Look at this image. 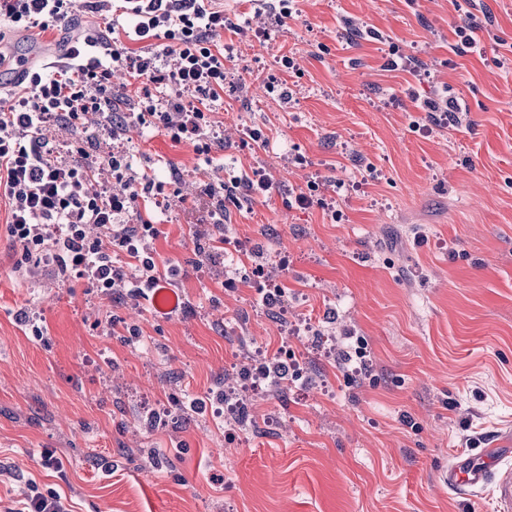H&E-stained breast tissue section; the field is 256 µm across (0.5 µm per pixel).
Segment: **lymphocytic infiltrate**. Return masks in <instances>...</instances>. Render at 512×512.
<instances>
[{
    "instance_id": "1",
    "label": "lymphocytic infiltrate",
    "mask_w": 512,
    "mask_h": 512,
    "mask_svg": "<svg viewBox=\"0 0 512 512\" xmlns=\"http://www.w3.org/2000/svg\"><path fill=\"white\" fill-rule=\"evenodd\" d=\"M72 10L73 0H0V23L45 31L68 24ZM126 14L133 36L150 42L149 50L115 48L88 36L69 47L61 71L24 70L9 111L0 113V197L9 203L6 234L23 263L62 281L87 279L107 296L152 301L168 283L152 246L159 235L152 212L164 204L165 184L133 169L127 130L164 129L174 143L211 162L213 116L232 74L210 35L243 28L209 0H138ZM117 69L138 81L135 111L119 107L111 83ZM92 118L112 137L107 155L77 159L42 138L46 124L82 129ZM9 512L70 509L66 496L31 480Z\"/></svg>"
}]
</instances>
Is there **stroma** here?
I'll list each match as a JSON object with an SVG mask.
<instances>
[{"label":"stroma","instance_id":"35a3bbf8","mask_svg":"<svg viewBox=\"0 0 512 512\" xmlns=\"http://www.w3.org/2000/svg\"><path fill=\"white\" fill-rule=\"evenodd\" d=\"M212 6L244 27L213 38L234 44L213 164L130 132L134 169L177 189L154 248L178 311L18 266L0 198V512L30 479L73 512H496L490 489L465 498L440 474L512 431V70L495 63L512 0H296L281 26L268 0ZM80 34L108 36L87 0L61 30L0 28V52L52 73ZM442 90L458 125L426 119ZM256 170L270 193L225 200L212 242L200 193ZM311 181L334 209L291 206ZM259 263L279 306L254 280L223 285ZM280 350L300 376H245Z\"/></svg>","mask_w":512,"mask_h":512}]
</instances>
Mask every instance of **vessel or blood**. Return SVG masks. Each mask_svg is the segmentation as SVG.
Instances as JSON below:
<instances>
[{
  "label": "vessel or blood",
  "instance_id": "b4317fda",
  "mask_svg": "<svg viewBox=\"0 0 512 512\" xmlns=\"http://www.w3.org/2000/svg\"><path fill=\"white\" fill-rule=\"evenodd\" d=\"M512 454V449L499 445L488 449L485 456H455L447 470L442 473V482L452 489L491 486L497 512H512V468L501 465L502 460Z\"/></svg>",
  "mask_w": 512,
  "mask_h": 512
}]
</instances>
